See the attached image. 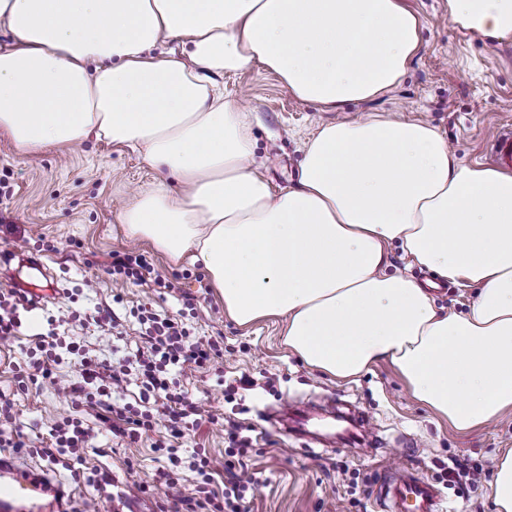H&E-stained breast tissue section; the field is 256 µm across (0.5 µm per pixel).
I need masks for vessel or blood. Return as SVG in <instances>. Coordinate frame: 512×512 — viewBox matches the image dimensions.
I'll return each mask as SVG.
<instances>
[{
  "label": "vessel or blood",
  "mask_w": 512,
  "mask_h": 512,
  "mask_svg": "<svg viewBox=\"0 0 512 512\" xmlns=\"http://www.w3.org/2000/svg\"><path fill=\"white\" fill-rule=\"evenodd\" d=\"M490 163L512 168V126L499 129ZM62 484L19 459L0 458V512H67ZM391 512H437L439 497L426 482L396 476L389 498Z\"/></svg>",
  "instance_id": "1"
}]
</instances>
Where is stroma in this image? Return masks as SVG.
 Masks as SVG:
<instances>
[{
  "label": "stroma",
  "mask_w": 512,
  "mask_h": 512,
  "mask_svg": "<svg viewBox=\"0 0 512 512\" xmlns=\"http://www.w3.org/2000/svg\"><path fill=\"white\" fill-rule=\"evenodd\" d=\"M406 3L423 20L420 50L402 83L376 100L328 110L297 99L275 74L257 66L216 77L225 99L250 112L256 164L273 190L295 184L305 144L321 126L367 112L426 121L459 161L484 165L494 135L512 125V44L457 31L448 18V0ZM160 179L178 190L174 177H163L137 152L92 138L75 149L25 154L0 136V222L19 228L15 235L0 233V304L16 307L22 322L18 339L0 346V392L14 401L16 422L29 437L45 434L53 421L81 419L93 435L86 465L110 478L97 490L65 465L28 454L27 462L70 491L69 512H84L92 498L101 512H110L117 490L136 484L150 512H159L168 494L156 477L163 455L152 446L154 432L134 440L112 433L89 401L73 403V369L59 367L54 385L46 388L28 380L26 352L35 348L38 334L57 330L59 319L100 306L120 317L126 338L79 333L76 342L101 359L128 353L136 348L139 329L130 310L142 303L179 317L193 337L223 339L218 368H188L177 377L182 390L205 400L217 415L180 440L178 454L206 456L216 489H223L233 473L224 427L230 421L240 425L251 439L242 460L253 478L245 491L249 512H378L379 475L396 460L437 489L444 512H492L490 461L512 449V413L492 427L460 434L415 401L389 364L341 382L288 350L281 342L282 323L238 326L201 266L172 264L148 241L124 234L120 205ZM115 249L145 254L156 269L181 282V294L116 282L103 266ZM23 256L42 260L47 274L22 267ZM20 279L53 284L55 291L28 308L14 287ZM117 294L122 303L114 302ZM244 376L249 385H240ZM287 402L311 406L305 432L275 418ZM454 458L480 469V483L449 481L446 469Z\"/></svg>",
  "instance_id": "35a3bbf8"
}]
</instances>
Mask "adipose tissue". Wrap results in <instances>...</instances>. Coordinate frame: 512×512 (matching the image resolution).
Here are the masks:
<instances>
[{"mask_svg":"<svg viewBox=\"0 0 512 512\" xmlns=\"http://www.w3.org/2000/svg\"><path fill=\"white\" fill-rule=\"evenodd\" d=\"M459 29L512 41V0H448ZM0 134L24 153L89 136L177 179L119 215L128 238L201 263L238 325L281 319L307 365L352 380L378 363L456 431L512 411V173L465 165L421 121L323 125L295 186L273 191L245 112L214 76L257 65L329 108L399 85L420 49L403 0H0ZM164 51H157V44ZM409 265L478 290L440 312Z\"/></svg>","mask_w":512,"mask_h":512,"instance_id":"1","label":"adipose tissue"}]
</instances>
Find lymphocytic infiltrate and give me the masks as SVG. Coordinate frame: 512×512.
<instances>
[{"mask_svg":"<svg viewBox=\"0 0 512 512\" xmlns=\"http://www.w3.org/2000/svg\"><path fill=\"white\" fill-rule=\"evenodd\" d=\"M109 271L111 274L136 282H150L166 293L179 292L178 281L168 278L155 269L147 259L130 251H112ZM138 319L145 327L146 345L118 362L98 361L82 354L75 343H64L61 337L40 340L39 350L45 360L31 362L29 379H50L51 367L61 364L63 355H70L78 371V380L72 384V396L90 398L99 410L103 422L111 424L114 431L136 435L138 430H157L161 436L155 448L167 453L171 462H178L175 442L183 438L186 425H199L214 421L215 416L200 400L187 392L177 390L170 380L175 368L194 367L207 370L223 355L219 341L191 339L190 333L177 319L142 306ZM136 386L142 399L152 400V409L138 412L123 404L122 397L128 386ZM92 435L81 422L62 420L50 424L48 435L41 441V452L47 458L55 455H72L74 463H82V454ZM199 480L194 493L183 494L179 481L172 471L163 469L159 478L170 489L172 506L169 512H246L243 493L246 482H233L230 489L217 493L212 487V472L206 457L193 455L188 464Z\"/></svg>","mask_w":512,"mask_h":512,"instance_id":"f902f5d3","label":"lymphocytic infiltrate"}]
</instances>
